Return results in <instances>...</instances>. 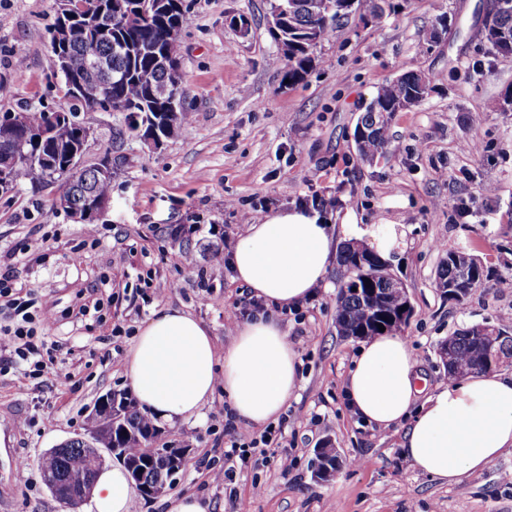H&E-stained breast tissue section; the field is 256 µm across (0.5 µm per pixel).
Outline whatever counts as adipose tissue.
<instances>
[{
  "label": "adipose tissue",
  "mask_w": 512,
  "mask_h": 512,
  "mask_svg": "<svg viewBox=\"0 0 512 512\" xmlns=\"http://www.w3.org/2000/svg\"><path fill=\"white\" fill-rule=\"evenodd\" d=\"M335 243L333 225L316 213L278 211L249 225L229 263L264 311L238 325L221 352L191 313L155 312L125 356L126 379L144 409L170 424L197 419L220 387L239 422L260 426L277 417L298 374L297 354L273 310L312 297ZM417 365L401 336L366 341L344 383L350 413L383 428L405 424L403 457L420 473L451 483L512 450V375L469 374L425 394ZM135 501L127 472L104 469L87 512H131Z\"/></svg>",
  "instance_id": "ef3b65f1"
}]
</instances>
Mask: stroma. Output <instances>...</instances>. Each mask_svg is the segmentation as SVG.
Listing matches in <instances>:
<instances>
[{"mask_svg": "<svg viewBox=\"0 0 512 512\" xmlns=\"http://www.w3.org/2000/svg\"><path fill=\"white\" fill-rule=\"evenodd\" d=\"M398 12L376 25L349 20L313 50L305 79L285 83L270 34V0H183L180 66L189 136L161 147L132 138L120 112L89 110L95 130L83 162L112 158L108 209L95 239L56 209L58 188L23 178L0 199V280L33 306L54 303L38 340L58 348L57 370L30 373L27 363L0 364V414L25 420L19 452L32 477L20 487L0 447V488L14 492L10 512H70L46 487L41 470L52 448L84 434L99 397L127 389L124 359L139 326L159 308L192 313L217 347L234 331L226 310L251 293L228 265L211 264L212 247L246 230L244 212L310 209L315 196L337 198L324 210L347 241L373 245L392 232L390 264L408 292L404 328L427 389L447 383L438 345L473 324L512 326V293L496 283L512 276V58L489 53L481 28L491 0H398ZM57 0H0V114L70 100L51 80L48 30ZM440 41L423 38L440 19ZM246 22L240 34L238 22ZM420 71L433 89L397 113L385 154L362 161L353 133L377 90L403 72ZM480 114L472 127L464 115ZM481 141V154L472 144ZM469 214L457 218L458 203ZM475 255L483 281L465 304L443 299L435 278L448 252ZM195 267H185L183 253ZM83 263H75L74 254ZM337 270L316 297L282 316L299 366L282 445L293 464L248 462L231 487L211 484L224 464L223 391L199 420L165 424L162 442L188 446L186 463L164 495L138 497L139 512H166L168 497L192 493L209 512H512V452L484 471L448 484L419 473L401 456L402 428L381 430L350 414L344 381L360 347L336 328ZM331 442L340 456L333 478L314 475L316 454Z\"/></svg>", "mask_w": 512, "mask_h": 512, "instance_id": "obj_1", "label": "stroma"}]
</instances>
